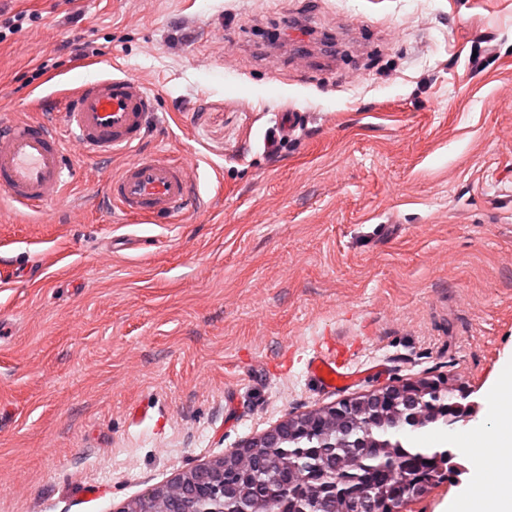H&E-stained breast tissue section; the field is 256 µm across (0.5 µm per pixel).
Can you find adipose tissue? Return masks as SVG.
<instances>
[{"mask_svg":"<svg viewBox=\"0 0 512 512\" xmlns=\"http://www.w3.org/2000/svg\"><path fill=\"white\" fill-rule=\"evenodd\" d=\"M496 406L500 424L490 432H480L465 438L464 447L472 451L477 464L494 462L498 481L494 490H486L482 483H474L467 495L471 512H482L485 504H492V512H512V375L503 374L496 392Z\"/></svg>","mask_w":512,"mask_h":512,"instance_id":"ef3b65f1","label":"adipose tissue"}]
</instances>
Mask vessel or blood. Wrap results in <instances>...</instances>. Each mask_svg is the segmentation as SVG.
<instances>
[{"label": "vessel or blood", "instance_id": "vessel-or-blood-1", "mask_svg": "<svg viewBox=\"0 0 512 512\" xmlns=\"http://www.w3.org/2000/svg\"><path fill=\"white\" fill-rule=\"evenodd\" d=\"M156 96L135 76L103 75L42 100V120L0 118V196L17 214H39L67 190L64 159L70 147L82 155H126L120 172L102 194L124 216L179 220L191 202L193 183L186 163L162 154L141 155L135 148L155 110ZM303 118L291 111L266 138L267 150L290 139ZM307 368L318 383L334 391L352 384L354 374L344 348L319 351Z\"/></svg>", "mask_w": 512, "mask_h": 512}]
</instances>
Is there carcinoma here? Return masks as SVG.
I'll return each instance as SVG.
<instances>
[{"mask_svg": "<svg viewBox=\"0 0 512 512\" xmlns=\"http://www.w3.org/2000/svg\"><path fill=\"white\" fill-rule=\"evenodd\" d=\"M404 411L406 407L402 402L393 408L366 411L362 416L372 417L366 430L354 428L326 411H318L314 416L318 429L336 444L330 449V460L336 469L358 474L361 490L377 502L420 495V490L403 482L405 478L415 480L428 474L432 483L451 474V469L439 472L434 465L440 449L409 446L395 438V433L405 427ZM414 411L420 419L413 428L436 425L444 422L448 414V400L424 395L417 399ZM317 452L313 443L305 439L287 441L276 450L261 451L256 458L257 470L263 480L274 477L288 491L310 500L309 508L315 512H349L348 503L326 497L319 484L312 480V473L323 462V457L317 456ZM226 463L225 478L236 481L240 491L252 499L255 512H281L290 496L279 500L268 496L263 485L235 476L232 460L228 459ZM179 500L177 488L166 486L158 490L150 507L156 512H170Z\"/></svg>", "mask_w": 512, "mask_h": 512, "instance_id": "cac0c4a2", "label": "carcinoma"}]
</instances>
